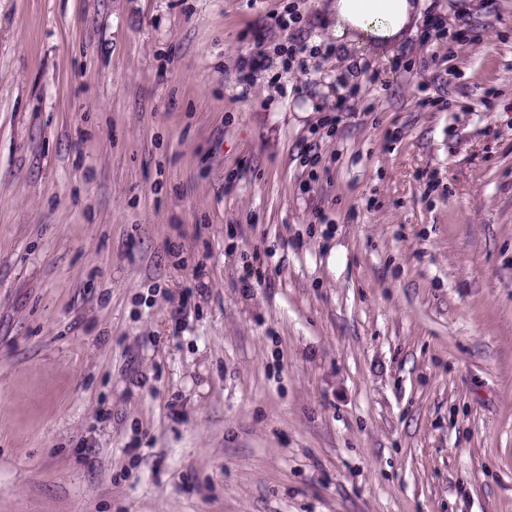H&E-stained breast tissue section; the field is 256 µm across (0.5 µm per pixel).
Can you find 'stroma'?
<instances>
[{"label":"stroma","instance_id":"obj_1","mask_svg":"<svg viewBox=\"0 0 512 512\" xmlns=\"http://www.w3.org/2000/svg\"><path fill=\"white\" fill-rule=\"evenodd\" d=\"M412 2L0 0V512H512V0ZM411 9L409 0H336V38L350 29L386 43L405 28ZM269 66V57L265 52L258 51L256 54L248 58H242L238 64V82L241 85L242 92L248 90L251 86L253 73Z\"/></svg>","mask_w":512,"mask_h":512}]
</instances>
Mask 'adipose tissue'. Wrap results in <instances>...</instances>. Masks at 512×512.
Returning <instances> with one entry per match:
<instances>
[{
    "label": "adipose tissue",
    "instance_id": "adipose-tissue-1",
    "mask_svg": "<svg viewBox=\"0 0 512 512\" xmlns=\"http://www.w3.org/2000/svg\"><path fill=\"white\" fill-rule=\"evenodd\" d=\"M410 0H336V37L348 31L389 41L398 35L410 19Z\"/></svg>",
    "mask_w": 512,
    "mask_h": 512
}]
</instances>
